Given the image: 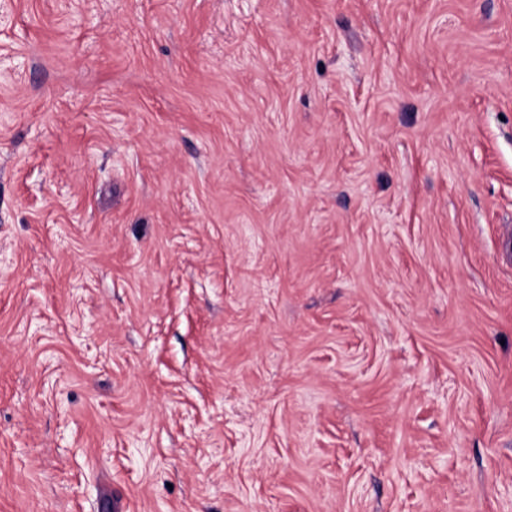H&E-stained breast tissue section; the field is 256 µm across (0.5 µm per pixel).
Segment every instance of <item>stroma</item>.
I'll return each instance as SVG.
<instances>
[{"label": "stroma", "mask_w": 512, "mask_h": 512, "mask_svg": "<svg viewBox=\"0 0 512 512\" xmlns=\"http://www.w3.org/2000/svg\"><path fill=\"white\" fill-rule=\"evenodd\" d=\"M512 0H0V512H512Z\"/></svg>", "instance_id": "1"}]
</instances>
